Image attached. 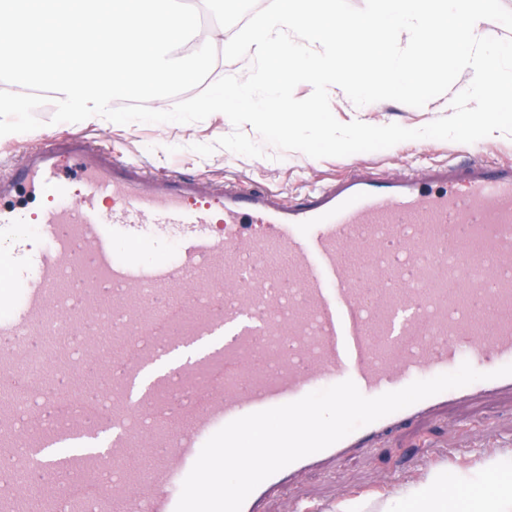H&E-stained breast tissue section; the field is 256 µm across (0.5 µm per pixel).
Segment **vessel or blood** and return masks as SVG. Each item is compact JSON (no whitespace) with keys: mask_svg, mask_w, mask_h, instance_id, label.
Listing matches in <instances>:
<instances>
[{"mask_svg":"<svg viewBox=\"0 0 512 512\" xmlns=\"http://www.w3.org/2000/svg\"><path fill=\"white\" fill-rule=\"evenodd\" d=\"M66 142L0 183V388H20L35 357L72 390L111 379L109 444L56 456L58 482L46 449L97 435L99 415L61 409L52 389L36 395V420L0 406V512L33 500L45 512H175L204 443L236 418L347 379L372 398L465 362L512 364L511 163L398 176L359 166L289 204L234 182L202 197L192 179L160 182ZM170 235L175 254L157 256ZM49 321L65 336L41 358L33 340ZM108 330L125 343L103 355ZM506 392L512 376L360 427L264 480L242 512L434 410Z\"/></svg>","mask_w":512,"mask_h":512,"instance_id":"1","label":"vessel or blood"}]
</instances>
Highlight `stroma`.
<instances>
[{"mask_svg": "<svg viewBox=\"0 0 512 512\" xmlns=\"http://www.w3.org/2000/svg\"><path fill=\"white\" fill-rule=\"evenodd\" d=\"M440 99L415 108L384 100L367 111L354 112L353 104L334 98L330 107L342 123L355 120L376 126L391 123L409 129L437 119ZM41 128L0 139V176L22 163L25 149L51 144L66 134H81L97 144L112 146L123 157L144 164L157 178L193 179L202 192H211L225 179H237L243 189L270 188L284 201L299 192L319 187L345 174L354 165H369L390 174L422 170L431 165L463 160L512 163V137L494 134L472 144L435 139L405 141L391 148L346 157L314 159L296 151L267 147L265 156L250 158L216 148L207 157L194 152L197 144H214L233 130L226 115L215 113L200 122L51 123V115L37 109ZM512 458V396L498 395L479 402L449 405L419 419L387 440L384 447L361 450L336 460L326 469L302 474L289 487L272 493L261 512H289L293 501L338 512L342 503L354 501L364 512H381L399 490L420 483L432 468L447 476L448 487L463 485L480 490L482 468L491 457Z\"/></svg>", "mask_w": 512, "mask_h": 512, "instance_id": "1", "label": "stroma"}]
</instances>
